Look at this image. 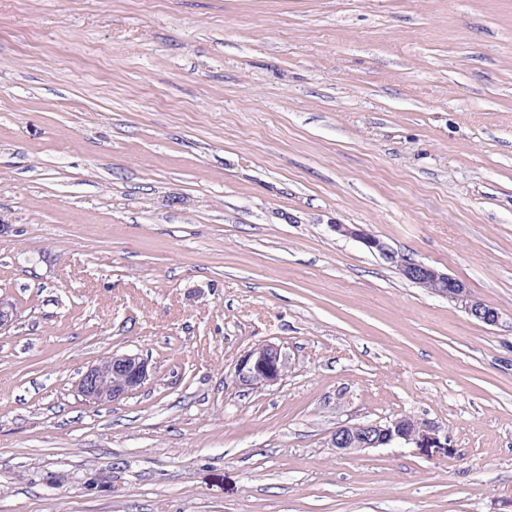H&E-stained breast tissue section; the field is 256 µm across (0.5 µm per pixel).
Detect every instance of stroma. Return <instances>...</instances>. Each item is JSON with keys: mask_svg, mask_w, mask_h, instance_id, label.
Segmentation results:
<instances>
[{"mask_svg": "<svg viewBox=\"0 0 512 512\" xmlns=\"http://www.w3.org/2000/svg\"><path fill=\"white\" fill-rule=\"evenodd\" d=\"M4 294L0 512H512V0H0ZM402 415L452 454L330 446ZM334 230L341 236L360 240L369 251L379 253L386 260L395 263L401 275L414 284L427 288L429 283H433L437 293L455 302L469 317L487 326L499 325L501 313L493 306L474 298L463 281L414 259L407 262L397 260L386 242L357 226L338 224ZM290 367L281 344L264 342L245 351L236 360L233 384L238 388L265 389L280 383ZM151 373L150 362L142 354L112 353L81 373L76 392L89 405L113 404L137 394Z\"/></svg>", "mask_w": 512, "mask_h": 512, "instance_id": "35a3bbf8", "label": "stroma"}]
</instances>
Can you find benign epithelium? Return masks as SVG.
<instances>
[{
	"label": "benign epithelium",
	"instance_id": "1",
	"mask_svg": "<svg viewBox=\"0 0 512 512\" xmlns=\"http://www.w3.org/2000/svg\"><path fill=\"white\" fill-rule=\"evenodd\" d=\"M341 236L360 240L369 251L378 253L396 264L401 275L420 287L432 283L436 292L455 302L469 317L487 325L497 326L501 313L493 306L472 296L463 281L423 262L396 258L386 242L376 235L348 224H335ZM18 320L14 302L0 296V333H5ZM290 368L289 356L283 346L264 342L245 351L236 360L233 384L238 388L265 389L280 383ZM152 369L147 358L139 353H113L87 367L76 382V392L93 406L119 402L137 394L150 379ZM331 446L337 452L351 454L380 444L419 448L425 452H453L448 434L429 422L404 423L400 419L381 423L340 425L331 433Z\"/></svg>",
	"mask_w": 512,
	"mask_h": 512
}]
</instances>
